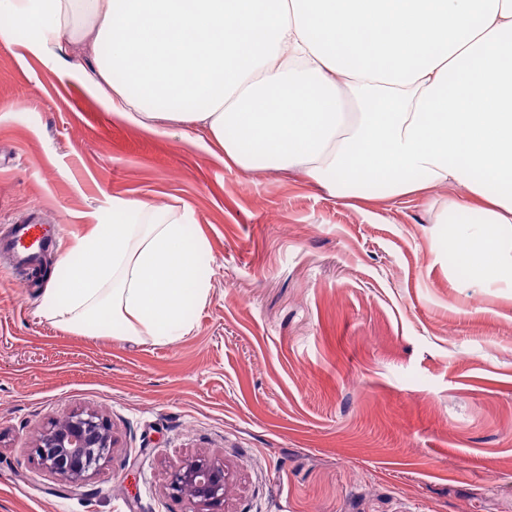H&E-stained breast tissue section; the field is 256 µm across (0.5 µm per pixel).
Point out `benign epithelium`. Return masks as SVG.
Here are the masks:
<instances>
[{
	"label": "benign epithelium",
	"mask_w": 512,
	"mask_h": 512,
	"mask_svg": "<svg viewBox=\"0 0 512 512\" xmlns=\"http://www.w3.org/2000/svg\"><path fill=\"white\" fill-rule=\"evenodd\" d=\"M115 440L107 419L92 411H74L50 423L35 444L39 464L59 480L80 486L110 458ZM224 463L186 459L176 464L168 489L185 497L193 512H208L224 500Z\"/></svg>",
	"instance_id": "7a95c632"
}]
</instances>
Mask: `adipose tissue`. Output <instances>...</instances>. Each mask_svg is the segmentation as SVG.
Masks as SVG:
<instances>
[{"instance_id": "1", "label": "adipose tissue", "mask_w": 512, "mask_h": 512, "mask_svg": "<svg viewBox=\"0 0 512 512\" xmlns=\"http://www.w3.org/2000/svg\"><path fill=\"white\" fill-rule=\"evenodd\" d=\"M0 17V41L51 70L84 43L105 111L199 129L225 164L355 200L462 189L448 208L476 219L449 227V250L473 284L512 288V0H0ZM192 224L113 199L59 257L41 313L85 336L187 335L210 291Z\"/></svg>"}]
</instances>
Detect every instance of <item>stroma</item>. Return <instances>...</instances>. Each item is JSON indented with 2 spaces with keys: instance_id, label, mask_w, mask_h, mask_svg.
<instances>
[{
  "instance_id": "stroma-1",
  "label": "stroma",
  "mask_w": 512,
  "mask_h": 512,
  "mask_svg": "<svg viewBox=\"0 0 512 512\" xmlns=\"http://www.w3.org/2000/svg\"><path fill=\"white\" fill-rule=\"evenodd\" d=\"M457 193L354 208L135 127L0 42V237L61 225L57 257L140 197L192 212L211 284L157 342L61 328L47 280L0 268V512H192L168 482L195 457L224 464L215 512H512V288L458 267L438 221ZM79 410L115 446L73 487L34 445Z\"/></svg>"
}]
</instances>
